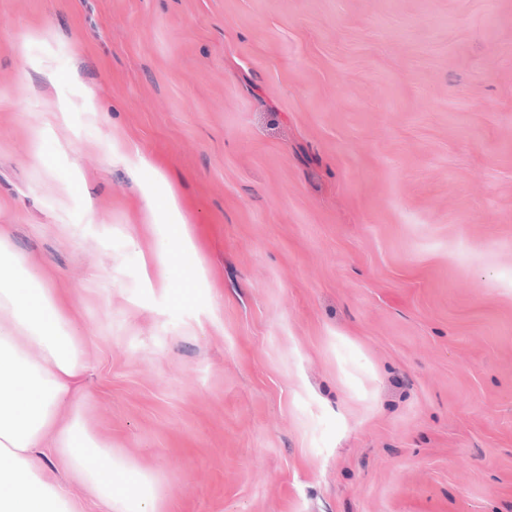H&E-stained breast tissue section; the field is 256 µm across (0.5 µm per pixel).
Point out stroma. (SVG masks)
Segmentation results:
<instances>
[{"mask_svg": "<svg viewBox=\"0 0 512 512\" xmlns=\"http://www.w3.org/2000/svg\"><path fill=\"white\" fill-rule=\"evenodd\" d=\"M111 125L206 282L143 281ZM0 228L165 512H512V0H0Z\"/></svg>", "mask_w": 512, "mask_h": 512, "instance_id": "35a3bbf8", "label": "stroma"}]
</instances>
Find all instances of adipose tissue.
Listing matches in <instances>:
<instances>
[{"label": "adipose tissue", "mask_w": 512, "mask_h": 512, "mask_svg": "<svg viewBox=\"0 0 512 512\" xmlns=\"http://www.w3.org/2000/svg\"><path fill=\"white\" fill-rule=\"evenodd\" d=\"M145 201L155 243L141 275L169 291L177 270L208 277L194 230L164 171L122 130L104 136ZM85 344L60 289L37 275L0 233V512H163L156 476L112 446L82 387ZM79 483L88 500L72 495Z\"/></svg>", "instance_id": "1"}]
</instances>
